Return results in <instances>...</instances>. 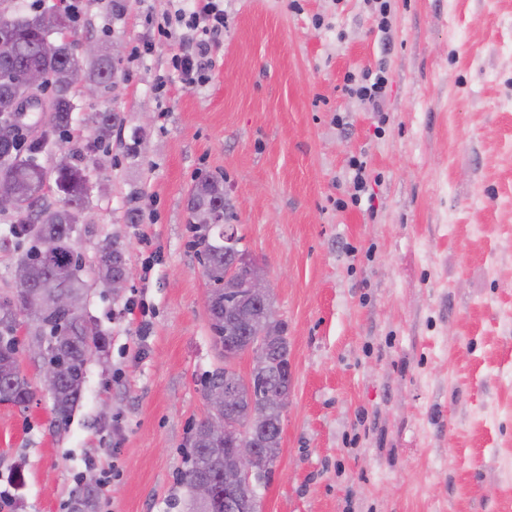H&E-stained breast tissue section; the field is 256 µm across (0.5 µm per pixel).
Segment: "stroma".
<instances>
[{"label":"stroma","mask_w":512,"mask_h":512,"mask_svg":"<svg viewBox=\"0 0 512 512\" xmlns=\"http://www.w3.org/2000/svg\"><path fill=\"white\" fill-rule=\"evenodd\" d=\"M122 2L116 23L112 0H79V36L123 56L58 156L95 145L105 167L86 168L76 247L91 264L120 239L135 278L118 299L90 284L106 345L65 429L22 323L35 398L0 404V512H70L106 472L89 512H183L201 378L224 363L187 209L205 175L223 178L287 326L292 390L261 512H512V0H389L384 16L376 0H224L196 88L171 65L181 40L157 34L170 0ZM378 69L374 109L344 77ZM104 110L124 116L121 139L97 140ZM133 295L153 310L144 340Z\"/></svg>","instance_id":"obj_1"}]
</instances>
